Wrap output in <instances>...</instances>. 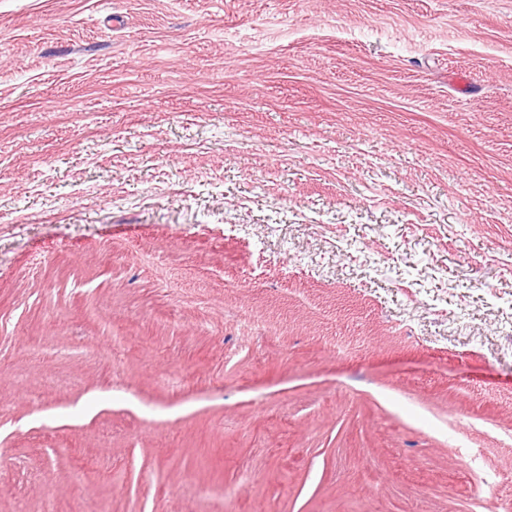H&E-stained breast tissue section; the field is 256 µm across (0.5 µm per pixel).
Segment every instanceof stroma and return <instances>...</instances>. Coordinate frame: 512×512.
<instances>
[{
    "instance_id": "35a3bbf8",
    "label": "stroma",
    "mask_w": 512,
    "mask_h": 512,
    "mask_svg": "<svg viewBox=\"0 0 512 512\" xmlns=\"http://www.w3.org/2000/svg\"><path fill=\"white\" fill-rule=\"evenodd\" d=\"M48 494L512 512V0H0V512Z\"/></svg>"
}]
</instances>
